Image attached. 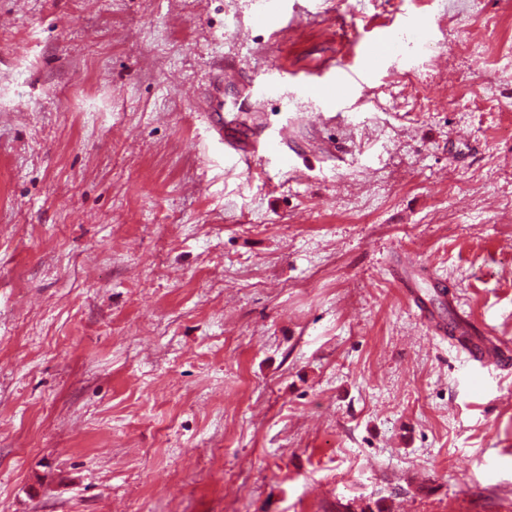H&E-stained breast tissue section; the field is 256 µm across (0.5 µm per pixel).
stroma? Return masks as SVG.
I'll return each mask as SVG.
<instances>
[{
	"label": "stroma",
	"mask_w": 512,
	"mask_h": 512,
	"mask_svg": "<svg viewBox=\"0 0 512 512\" xmlns=\"http://www.w3.org/2000/svg\"><path fill=\"white\" fill-rule=\"evenodd\" d=\"M265 8L0 0V512H512V0ZM211 129L218 135L220 140L228 146V157L235 161L237 165H242L246 168L252 166L255 156L259 153L260 148L270 156L274 157L281 164H288V158L281 154L277 147L286 145L288 142V129L287 127H280L276 133H273L271 138L263 142H254L249 146L237 144L231 137L232 132L224 127V117L222 112L210 113ZM468 360L486 367L493 366L495 370L512 371V347L509 343L498 341L488 344L481 340L467 339L465 345L460 344Z\"/></svg>",
	"instance_id": "obj_1"
}]
</instances>
